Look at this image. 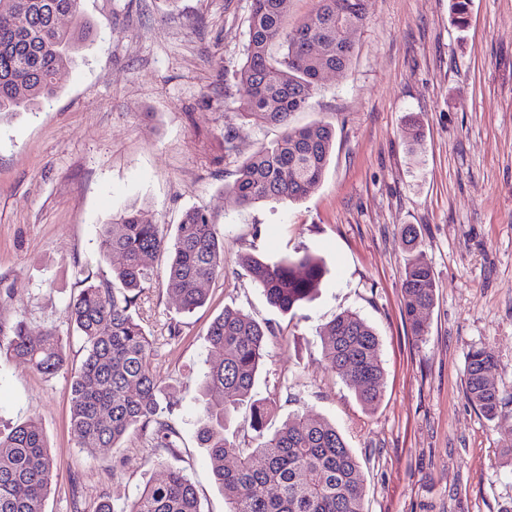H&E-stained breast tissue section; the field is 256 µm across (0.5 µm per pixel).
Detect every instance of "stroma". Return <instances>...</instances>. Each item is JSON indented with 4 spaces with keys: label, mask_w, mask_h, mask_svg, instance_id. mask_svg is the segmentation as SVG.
Listing matches in <instances>:
<instances>
[{
    "label": "stroma",
    "mask_w": 512,
    "mask_h": 512,
    "mask_svg": "<svg viewBox=\"0 0 512 512\" xmlns=\"http://www.w3.org/2000/svg\"><path fill=\"white\" fill-rule=\"evenodd\" d=\"M251 0H82L93 35L58 78L50 105L0 119V328L25 322L67 342L68 366L47 376L0 360V430L32 420L56 477L44 512H121L167 467L193 483L201 512H226L200 448L199 383L211 321L232 307L268 326L252 391L272 411L332 422L362 467L364 512H512V0H472L469 26L449 0H367L351 68L325 77L293 126L331 125L335 142L305 200L249 207L227 194L240 163L280 128L245 123L234 74L245 59ZM423 121L410 152L408 117ZM238 131L224 152V130ZM172 227L207 210L224 242V273L203 307L185 313L161 284L164 255L131 311L167 387L163 417L178 450L132 429L117 448L87 452L70 424L72 377L84 358L67 307L86 283L109 284L118 256L103 226L128 205ZM415 225L436 278L429 333L413 336L401 309ZM310 251L328 272L295 313L272 308L241 262ZM351 311L375 329L384 367L372 410L323 355L320 329ZM496 361L505 401L487 420L465 395L466 354Z\"/></svg>",
    "instance_id": "obj_1"
}]
</instances>
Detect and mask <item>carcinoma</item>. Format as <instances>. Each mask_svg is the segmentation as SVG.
Here are the masks:
<instances>
[{"instance_id": "carcinoma-1", "label": "carcinoma", "mask_w": 512, "mask_h": 512, "mask_svg": "<svg viewBox=\"0 0 512 512\" xmlns=\"http://www.w3.org/2000/svg\"><path fill=\"white\" fill-rule=\"evenodd\" d=\"M287 0H251L245 60L236 73L243 93L244 118L282 129L280 138L258 147L238 166L228 191L239 204L299 202L319 187L334 144L330 125L297 128L291 117L305 110L321 73L345 72L355 53L353 35L366 22L363 0H315L310 13L288 23ZM471 0H450L451 21L460 30L469 22ZM68 16L72 23L55 22ZM92 34L82 18L81 0H0V118L49 102L58 75ZM316 40L312 55L305 41ZM279 45L280 55L272 53ZM408 251L402 282L403 315L411 333L427 334L423 313L435 302L436 279L420 250L419 231L403 227ZM101 248L120 256L113 270L119 287L89 284L69 306L70 322L84 343L85 357L71 390V428L78 447L89 452L117 447L133 427L154 428L157 448L177 447L178 432L162 419L165 387L150 364V342L131 306L150 280L144 258L167 256L164 284L181 309L206 301L204 285L224 274V242L211 215L187 210L173 236L134 206L104 225ZM267 302L288 314L319 288L326 265L305 251L276 259L242 257ZM268 328L230 307L210 324L207 336L218 362L202 381L203 420L199 441L228 512H363L360 465L330 422L308 414L288 418L272 435L264 433L269 407L252 399L264 358ZM324 357L350 383L367 409L381 401L384 369L377 333L358 314L345 311L320 332ZM6 355L44 375L67 364L63 339L52 329L31 335L24 322L10 328ZM494 360L482 347L466 356L465 391L487 419L503 414V398L490 378ZM250 403V427L258 446L245 454L224 437L228 422ZM233 467L225 465L228 457ZM55 478L53 460L41 428L33 421L0 432V512H44ZM123 512H200L195 488L180 469L150 481Z\"/></svg>"}]
</instances>
